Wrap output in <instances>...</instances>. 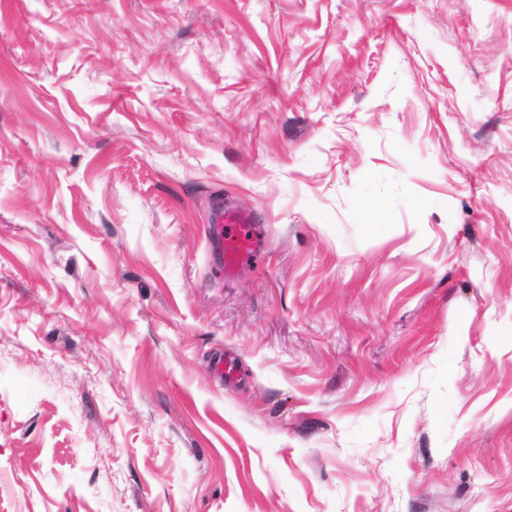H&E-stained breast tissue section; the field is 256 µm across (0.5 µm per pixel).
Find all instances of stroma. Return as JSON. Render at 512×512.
Segmentation results:
<instances>
[{
    "label": "stroma",
    "mask_w": 512,
    "mask_h": 512,
    "mask_svg": "<svg viewBox=\"0 0 512 512\" xmlns=\"http://www.w3.org/2000/svg\"><path fill=\"white\" fill-rule=\"evenodd\" d=\"M0 512H512V0H0ZM225 219L231 224H228ZM211 220L213 224H228L224 240L217 242L218 248H223L224 251V274H230L240 262L257 257L258 242L248 215L241 213L225 215L221 201L215 204Z\"/></svg>",
    "instance_id": "stroma-1"
}]
</instances>
